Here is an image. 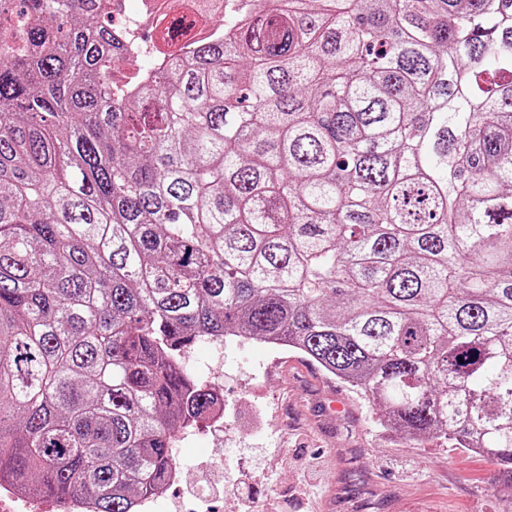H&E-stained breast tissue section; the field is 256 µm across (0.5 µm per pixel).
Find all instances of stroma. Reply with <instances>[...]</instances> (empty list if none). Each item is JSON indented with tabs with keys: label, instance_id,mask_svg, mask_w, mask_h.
<instances>
[{
	"label": "stroma",
	"instance_id": "obj_1",
	"mask_svg": "<svg viewBox=\"0 0 512 512\" xmlns=\"http://www.w3.org/2000/svg\"><path fill=\"white\" fill-rule=\"evenodd\" d=\"M188 368L219 386L220 424L180 434L181 479L142 512H500L498 468L484 456L378 427L373 408L301 353L230 338L191 349ZM315 457L317 480L300 484L281 457Z\"/></svg>",
	"mask_w": 512,
	"mask_h": 512
}]
</instances>
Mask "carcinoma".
<instances>
[{
  "label": "carcinoma",
  "mask_w": 512,
  "mask_h": 512,
  "mask_svg": "<svg viewBox=\"0 0 512 512\" xmlns=\"http://www.w3.org/2000/svg\"><path fill=\"white\" fill-rule=\"evenodd\" d=\"M256 2L120 84L105 0H0V483L133 512L246 336L512 489V0Z\"/></svg>",
  "instance_id": "1"
}]
</instances>
